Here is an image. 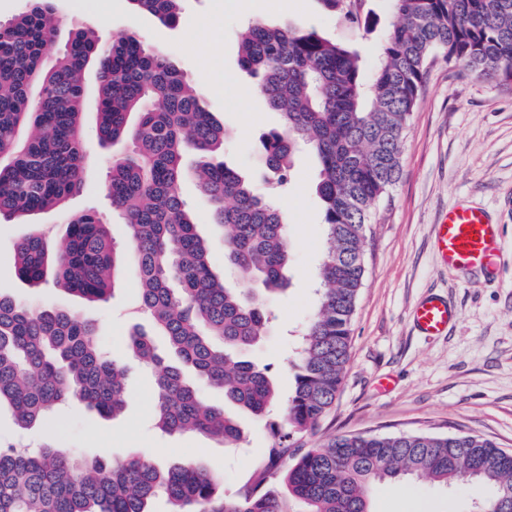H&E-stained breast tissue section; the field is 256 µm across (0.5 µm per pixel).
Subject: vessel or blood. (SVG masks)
Listing matches in <instances>:
<instances>
[{"instance_id": "obj_1", "label": "vessel or blood", "mask_w": 512, "mask_h": 512, "mask_svg": "<svg viewBox=\"0 0 512 512\" xmlns=\"http://www.w3.org/2000/svg\"><path fill=\"white\" fill-rule=\"evenodd\" d=\"M435 244L441 261L461 270L491 272L502 254L496 225L481 208L466 202L455 203L435 227ZM453 319L446 298L428 296L415 307L413 322L426 336L444 335Z\"/></svg>"}]
</instances>
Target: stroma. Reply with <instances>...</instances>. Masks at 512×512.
I'll return each mask as SVG.
<instances>
[{
  "instance_id": "1",
  "label": "stroma",
  "mask_w": 512,
  "mask_h": 512,
  "mask_svg": "<svg viewBox=\"0 0 512 512\" xmlns=\"http://www.w3.org/2000/svg\"><path fill=\"white\" fill-rule=\"evenodd\" d=\"M57 6L65 25L58 45H65L67 30L75 25L95 27L104 39L134 27L148 42L184 62L191 76L236 73L234 84L212 81L204 92L210 111L231 134L224 159L244 174L256 168L262 135L282 123L258 95L255 79L239 67V35L248 22L317 29L356 50L368 73L392 22L390 0H365L361 21L352 27L322 0H292L285 13L273 0H183L180 20L172 27L133 11L129 0H57ZM205 44L211 47L206 55L201 52ZM84 142V186L67 207L96 209L110 226L124 257L111 297L88 302L52 283L33 287L14 276L13 245L20 238L40 231L52 252L64 248L65 226L54 211L0 219V293L36 306L64 307L94 323L102 348L128 370L130 396L123 414L114 419L68 404L28 429L17 427L4 407L0 438L32 452L63 441L87 457L116 460L139 454L165 465L190 462L216 476L225 492L243 490L277 442L271 425L280 414L272 412L264 420L240 416L243 439L236 448L198 434L168 436L156 427L152 378L123 343L131 326L144 317L137 312L139 281L128 229L105 196L112 158L121 148L101 144L92 104L84 118ZM318 171L315 155L300 150L288 192L265 189L277 203L288 195L301 197L286 217L290 284L273 299L270 334L254 353L257 362L270 368L279 406L295 388V333L306 324L317 300L324 244ZM181 192L194 212L198 232L210 245L213 271L233 281L234 273L224 266V230L211 223L207 199L189 176ZM462 199L483 207L498 226L503 252L491 277L464 275L442 264L436 254L434 228L448 207ZM365 267L342 390L319 429L303 436L304 446L343 433L471 432L512 451V90L461 74L440 60L429 66L404 142L400 179L376 209ZM431 293L446 297L456 311L447 333L438 337L421 335L410 320L413 306ZM386 377L394 379L395 387L379 391V381ZM370 508L466 512L468 502L456 489L383 482L372 487Z\"/></svg>"
}]
</instances>
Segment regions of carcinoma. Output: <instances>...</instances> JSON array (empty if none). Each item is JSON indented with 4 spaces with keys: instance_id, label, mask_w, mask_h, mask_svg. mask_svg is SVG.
Here are the masks:
<instances>
[{
    "instance_id": "obj_1",
    "label": "carcinoma",
    "mask_w": 512,
    "mask_h": 512,
    "mask_svg": "<svg viewBox=\"0 0 512 512\" xmlns=\"http://www.w3.org/2000/svg\"><path fill=\"white\" fill-rule=\"evenodd\" d=\"M130 2L172 25L182 0ZM323 2L354 23L364 0ZM391 2L394 21L370 79L357 52L315 29L255 21L241 34L240 67L259 77L258 94L283 117L281 129L262 137L260 172L287 186L295 148L309 146L320 163L325 226L321 289L299 341L295 389L281 421L271 424L277 446L251 485L230 497L191 463L105 462L63 444L29 453L0 441V512H150L159 489L170 512H290L287 495L304 512H370L372 484L392 480L463 487L477 512H512L503 505L512 497V451L479 434L360 432L296 445L319 428L340 393L375 206L399 179L429 64L441 57L512 87V0ZM62 25L55 0H28L0 24V216L54 210L67 237L57 254L40 232L23 238L14 274L31 286L51 280L88 302L110 295L119 258L109 225L95 210L67 209L84 181V75L94 67L100 141L131 145L113 160L106 194L129 226L139 309L153 324L150 334L134 328L124 344L154 371L159 428L231 447L242 437L238 414L264 419L276 404L268 367L251 353L268 336L269 303L289 284L286 219L255 182L221 160L224 126L173 56L135 30L104 46L86 26L71 29L58 49ZM188 147L212 221L224 228V259L240 273L237 286L213 272L208 243L180 193ZM201 381L224 389L226 408L201 406ZM126 396V371L108 359L93 323L0 294V405L19 427L71 400L115 417Z\"/></svg>"
}]
</instances>
